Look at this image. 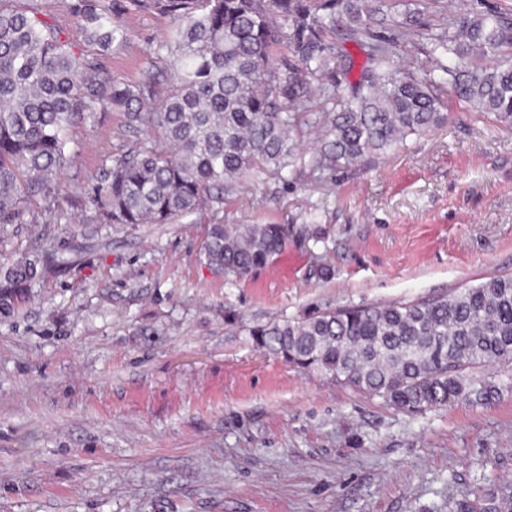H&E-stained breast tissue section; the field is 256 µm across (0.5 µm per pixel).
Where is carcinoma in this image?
<instances>
[{
	"instance_id": "carcinoma-1",
	"label": "carcinoma",
	"mask_w": 512,
	"mask_h": 512,
	"mask_svg": "<svg viewBox=\"0 0 512 512\" xmlns=\"http://www.w3.org/2000/svg\"><path fill=\"white\" fill-rule=\"evenodd\" d=\"M0 0V228L56 190L71 161L67 131L101 112L124 118L126 150L81 199L89 224H166L224 201L259 171L288 182L300 138L320 128L313 163L338 170L448 119V100L512 127V13L440 0H62L60 18ZM171 22L163 73L114 80L105 52L124 40L127 7ZM416 32L426 64L396 51ZM83 39L75 54L70 35ZM288 244L286 224H210L201 254L226 284ZM66 260L23 257L0 269V315ZM256 348L321 368L398 409L485 404L496 386L468 375L512 361V274L429 299L313 309L249 329ZM448 512H512V482L463 488Z\"/></svg>"
}]
</instances>
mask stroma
Here are the masks:
<instances>
[{
  "label": "stroma",
  "instance_id": "obj_1",
  "mask_svg": "<svg viewBox=\"0 0 512 512\" xmlns=\"http://www.w3.org/2000/svg\"><path fill=\"white\" fill-rule=\"evenodd\" d=\"M124 26L106 65L130 83L161 64L169 23ZM122 121L76 123L59 193L0 232L2 263L69 261L0 316V512H448L460 485L512 480V361L482 369L490 404L411 415L248 335L512 272V128L455 105L336 171H252L168 224L84 223L75 199L120 153ZM214 222L284 224L288 246L230 288L200 254Z\"/></svg>",
  "mask_w": 512,
  "mask_h": 512
}]
</instances>
